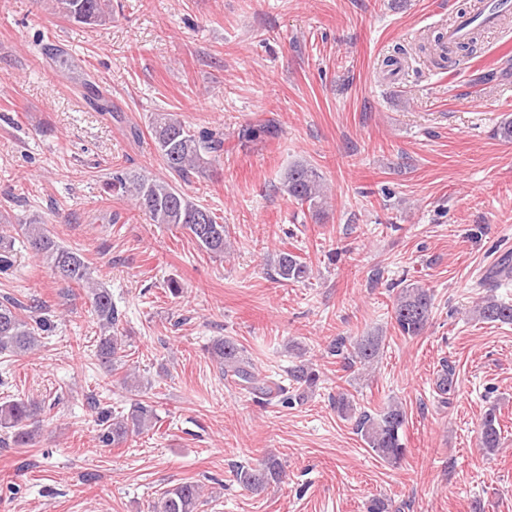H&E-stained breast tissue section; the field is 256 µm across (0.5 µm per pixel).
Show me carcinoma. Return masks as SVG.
<instances>
[{"instance_id": "carcinoma-1", "label": "carcinoma", "mask_w": 512, "mask_h": 512, "mask_svg": "<svg viewBox=\"0 0 512 512\" xmlns=\"http://www.w3.org/2000/svg\"><path fill=\"white\" fill-rule=\"evenodd\" d=\"M59 13L76 22L96 24L106 21L112 13V0H52ZM482 39V30L475 28L466 41L457 45H445L442 37L433 41H420L414 52L397 48L403 59L423 57L435 67L442 68L455 57L473 53ZM401 59V60H403ZM396 57H387L382 65L390 67L401 63ZM156 149L172 176L187 182L195 174L202 175L218 162L224 154V137L211 130L194 132L186 127L177 114L159 112L151 122ZM108 189L128 194L136 206L153 224H172L186 231L198 246L213 257L224 256L226 228L209 208L197 204L182 190L177 181H167L127 170L112 172ZM283 190L297 204L307 206L318 215L327 205V192L322 174L306 162L289 166L282 176ZM16 235L23 238L29 248L44 260L51 272L64 282L83 288L89 299L91 314L99 328L97 353L102 364L118 376L119 384L131 388L142 387V381L122 370L126 357L127 337L119 330V311L112 302V294L104 287L94 285L92 272L83 256L61 245L49 233L46 224L33 216L13 227ZM13 236L0 233V271L11 266ZM275 268L280 279L300 282L310 278L311 268L301 258L288 251L278 254ZM512 278V261L503 259L483 283L485 288H497L501 282ZM23 303L15 298L0 301V354L23 357L39 345L40 333L50 328L48 319L30 315L22 317ZM432 313V295L429 289L409 284L401 289L393 302L395 325L403 336L415 337L423 333ZM472 316L479 321L512 324V302L499 299L493 294L481 296L475 301ZM382 337L362 336L355 340L338 337L330 350L342 359L347 370L373 363L380 354ZM211 356L219 364L224 378L250 393L269 399L290 401L288 388L277 381L262 379L244 350L232 338L218 340L211 349ZM288 379L296 389L316 386L318 373L306 363L288 370ZM455 387L454 370L444 361L436 379V388L446 395ZM336 409L341 416L354 421V430L361 436L375 456L388 464H397L404 457L406 448L401 432L405 424V412L397 403L379 411L359 409L347 394L336 395ZM40 407L29 400L12 399L0 404V427L11 431L12 442L17 448H26L40 433L38 415ZM157 421L154 407L146 401L134 403L128 412L120 415L104 413L99 422L100 441L106 446L120 447L129 437L140 435ZM481 447L488 453L502 448L501 428L496 410H489L481 423ZM284 470L274 456H267L255 464H240L235 471L236 481L252 492H262L282 481ZM202 488L192 481H185L167 488L161 495L158 512H198Z\"/></svg>"}]
</instances>
